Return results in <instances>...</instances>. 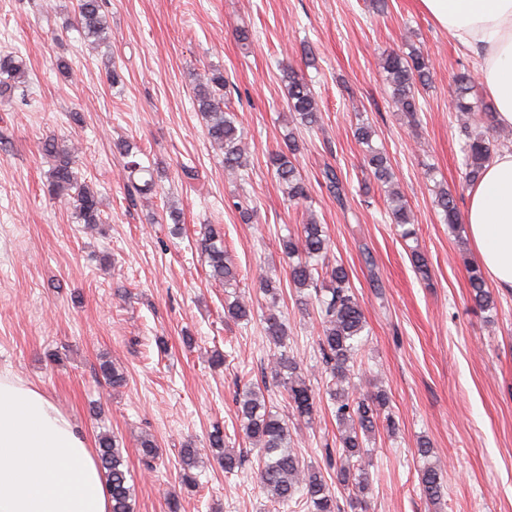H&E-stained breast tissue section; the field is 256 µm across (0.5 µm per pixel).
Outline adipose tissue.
<instances>
[{"mask_svg": "<svg viewBox=\"0 0 512 512\" xmlns=\"http://www.w3.org/2000/svg\"><path fill=\"white\" fill-rule=\"evenodd\" d=\"M480 60L492 118L512 129V0H419ZM464 222L478 264L512 292V150L498 152L468 192ZM86 435L39 386L0 371V512H111Z\"/></svg>", "mask_w": 512, "mask_h": 512, "instance_id": "adipose-tissue-1", "label": "adipose tissue"}]
</instances>
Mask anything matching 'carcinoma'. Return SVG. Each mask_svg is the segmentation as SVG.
<instances>
[{"mask_svg":"<svg viewBox=\"0 0 512 512\" xmlns=\"http://www.w3.org/2000/svg\"><path fill=\"white\" fill-rule=\"evenodd\" d=\"M102 0H78L76 22L84 37L94 43L107 33ZM381 67L390 89V98L397 111L415 118L420 110L418 86L431 78V64L421 50L413 48L407 54L388 51L382 56ZM25 62L13 53L0 54V83L25 82ZM289 111L300 125L313 128L320 122L319 107L309 82L291 66L282 68ZM224 73L207 70L197 78L194 101L205 121L207 137L211 144L224 153V168L239 172L249 166L247 147L235 115L224 111ZM473 84L469 72L454 78L452 104L455 111L466 118L461 128L464 136L463 179L476 182L493 155V144L488 137V127L474 119L477 105L471 102ZM354 136L367 146V165L375 179L386 187L388 216L393 224L402 227V236L416 234L412 210L396 188L394 173L385 153L372 145L375 131L365 122L357 124ZM285 149L272 158L275 178L288 200L300 202L309 198V188L291 156L298 150L294 130L283 134ZM117 150L125 158L124 169L128 172L129 196L143 194L154 183L151 168L143 165L136 146L120 142ZM43 151L53 159L46 184L49 196L71 205L75 218L86 228L94 231L102 223V213L97 192L79 180L75 172L74 149L58 142L46 140ZM436 205L441 210L444 223L454 226L461 223V216L453 194L445 189L438 191ZM328 242L324 226L311 216L300 225V231L282 239V253L288 259V280L294 287L296 301L306 306L316 302L319 308L321 331L318 351L324 372L331 378L326 394L329 395L332 413L338 429L337 448L324 449L326 470L309 465L291 448L288 417L273 410L260 387L246 384L237 389V417L245 438L256 449L255 481L261 491L274 504L285 508L303 504L310 512H338L340 505L336 489L348 493L349 507H362L369 490V450L366 448L372 436L379 431L381 412L389 404L386 391L380 389L361 397H353L352 375L356 356L361 349L367 320L363 307L350 285L347 269L333 264L328 258ZM207 259L209 276L229 290L224 300V315L236 321L248 319L251 308L244 296L230 291L237 285L238 273L226 257L224 237L212 224L204 225L199 242ZM472 299L482 309L494 305L492 294L481 269H467ZM323 285H318V282ZM313 292H308V289ZM280 282L273 277L262 279V291L267 301L268 313L264 317L265 335L279 348L271 366L272 378L287 393L291 418L306 423L312 421L317 411L316 397L302 375L297 358L286 350L287 327L278 314ZM105 380L114 387H121L126 379L123 372L112 362L100 364ZM209 447L216 450L214 459L224 467V473L232 475L242 468L244 455L225 445L224 429L213 426L208 436ZM198 449L188 445L181 449V482L191 486L194 479L191 470L197 467ZM97 461L107 479L112 499V512H134L133 477L125 463L116 439L108 433L98 438ZM420 483L428 501L434 505L443 498L439 470L427 465L420 472Z\"/></svg>","mask_w":512,"mask_h":512,"instance_id":"carcinoma-1","label":"carcinoma"}]
</instances>
